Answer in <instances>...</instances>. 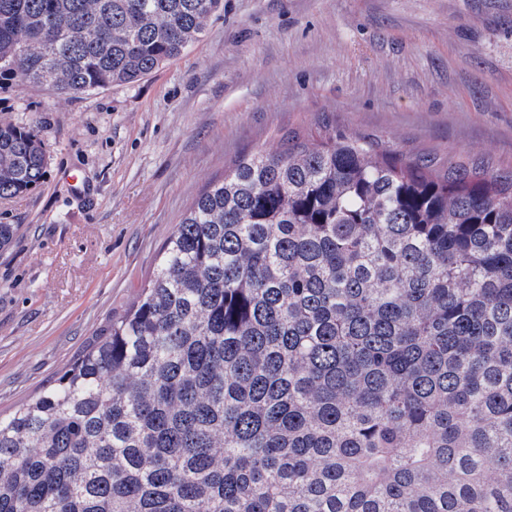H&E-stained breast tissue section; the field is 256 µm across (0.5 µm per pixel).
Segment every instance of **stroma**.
Here are the masks:
<instances>
[{
    "label": "stroma",
    "instance_id": "35a3bbf8",
    "mask_svg": "<svg viewBox=\"0 0 512 512\" xmlns=\"http://www.w3.org/2000/svg\"><path fill=\"white\" fill-rule=\"evenodd\" d=\"M200 41L132 84L61 96L0 78V123L48 167L0 198V413L124 315L196 197L318 114L398 148L512 167V0H223ZM87 184L70 189L63 173Z\"/></svg>",
    "mask_w": 512,
    "mask_h": 512
}]
</instances>
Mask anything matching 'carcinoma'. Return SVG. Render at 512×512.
<instances>
[{
  "instance_id": "1",
  "label": "carcinoma",
  "mask_w": 512,
  "mask_h": 512,
  "mask_svg": "<svg viewBox=\"0 0 512 512\" xmlns=\"http://www.w3.org/2000/svg\"><path fill=\"white\" fill-rule=\"evenodd\" d=\"M221 0H0V72L135 83ZM175 225L128 311L0 416V512H512V170L316 119ZM0 123V198L42 181Z\"/></svg>"
}]
</instances>
